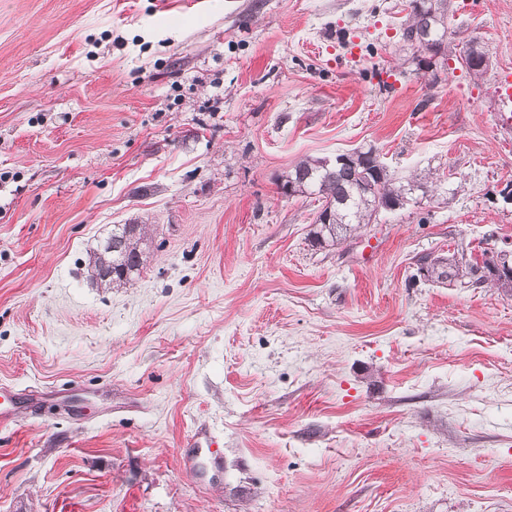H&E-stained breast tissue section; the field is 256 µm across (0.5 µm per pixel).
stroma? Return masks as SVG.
Instances as JSON below:
<instances>
[{"instance_id":"35a3bbf8","label":"stroma","mask_w":512,"mask_h":512,"mask_svg":"<svg viewBox=\"0 0 512 512\" xmlns=\"http://www.w3.org/2000/svg\"><path fill=\"white\" fill-rule=\"evenodd\" d=\"M411 7L0 0V512H512V290L417 274L512 251V0L429 72ZM368 148L408 203L312 246L288 173ZM142 224H116L109 241L88 260L92 277L105 288L121 286L133 280L144 267L145 256L141 249L145 232ZM112 241V252L109 243ZM112 267V276L108 270Z\"/></svg>"}]
</instances>
